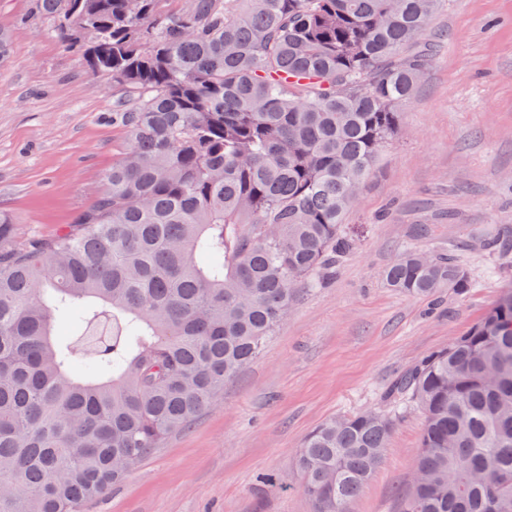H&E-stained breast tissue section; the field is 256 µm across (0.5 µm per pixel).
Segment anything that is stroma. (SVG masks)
Here are the masks:
<instances>
[{
    "label": "stroma",
    "instance_id": "35a3bbf8",
    "mask_svg": "<svg viewBox=\"0 0 512 512\" xmlns=\"http://www.w3.org/2000/svg\"><path fill=\"white\" fill-rule=\"evenodd\" d=\"M47 27L35 0H0L12 37L0 66V214L24 237H51L89 208L128 142L112 122L111 77L90 78ZM426 38L432 64L345 216L352 250L299 292L211 410L86 512H311L297 467L305 437L338 416L394 414L388 389L512 286V248L489 252L474 237L512 225V0H442ZM415 246L454 250L474 288H388L386 266ZM395 416L352 512H400L410 491L424 417L414 406Z\"/></svg>",
    "mask_w": 512,
    "mask_h": 512
}]
</instances>
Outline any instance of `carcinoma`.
I'll return each mask as SVG.
<instances>
[{"instance_id": "carcinoma-1", "label": "carcinoma", "mask_w": 512, "mask_h": 512, "mask_svg": "<svg viewBox=\"0 0 512 512\" xmlns=\"http://www.w3.org/2000/svg\"><path fill=\"white\" fill-rule=\"evenodd\" d=\"M35 2L112 76L129 143L55 235L20 240L0 216V512H85L214 406L349 251L352 189L430 66L440 0ZM510 246L509 224L483 240ZM384 280L473 287L455 257L417 249ZM390 394L424 415L401 512H512V289ZM393 426L365 411L307 435L311 512H350Z\"/></svg>"}]
</instances>
